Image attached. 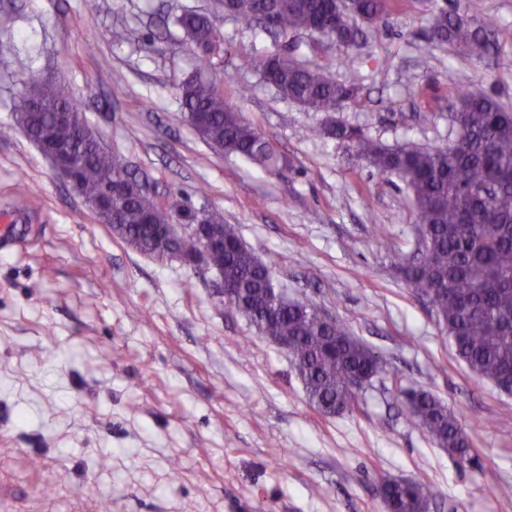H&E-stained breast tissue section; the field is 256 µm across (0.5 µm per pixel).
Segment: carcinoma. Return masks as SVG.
<instances>
[{
  "instance_id": "cac0c4a2",
  "label": "carcinoma",
  "mask_w": 512,
  "mask_h": 512,
  "mask_svg": "<svg viewBox=\"0 0 512 512\" xmlns=\"http://www.w3.org/2000/svg\"><path fill=\"white\" fill-rule=\"evenodd\" d=\"M391 0H358L357 12L336 11V0H266L273 30L286 36L306 32L317 16H334L337 44L358 43V15L372 17L370 32L379 30ZM234 18L258 21L257 0H228ZM186 43L203 64L216 55L215 30L202 13L177 18ZM496 19L480 27L458 11L434 15L428 38L448 42L461 52L485 56L499 35ZM242 66L272 83L283 97L315 112H336L359 97L354 84L337 83L281 49L247 55ZM184 116L212 148L247 159L268 171L279 170L280 154L253 123L245 120L224 95V87L197 72L177 85ZM457 136L444 146L420 148L411 143L388 147L358 128L335 120L324 134L352 147L381 174L397 176L412 197L416 223L428 227V243L404 267L407 281L426 296L439 325L457 338L456 355L470 371L512 394V109L488 93L468 92L452 105ZM18 123L35 144L65 149L75 163L78 190L98 220L115 214L118 234L143 255L161 260L168 252L192 257L197 238L178 224H209L223 244L206 264L224 278L233 296L224 304L243 315L258 336L285 345L310 404L321 414L352 412L358 394L353 377L369 383L384 371L378 356L341 323L321 318L307 302L272 295L271 269L249 249L237 229L216 211L166 205L98 140L81 132L89 125L75 98L51 81L35 77L19 97ZM495 185L487 200L472 190ZM410 417L441 448L469 455L470 439L456 414L427 392L409 399ZM388 512H424L431 495L421 480H386L381 486Z\"/></svg>"
}]
</instances>
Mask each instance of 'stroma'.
<instances>
[{"instance_id":"obj_1","label":"stroma","mask_w":512,"mask_h":512,"mask_svg":"<svg viewBox=\"0 0 512 512\" xmlns=\"http://www.w3.org/2000/svg\"><path fill=\"white\" fill-rule=\"evenodd\" d=\"M502 34L475 58L428 40L442 9ZM209 15L212 79L284 158L275 173L211 149L175 86L198 61L175 18ZM0 512H387L382 479H419L426 512H512V395L457 358L401 272L418 246L411 197L346 145L325 113L282 99L240 55L288 47L360 86L336 112L389 146L447 143L469 89L512 106V0H394L378 35L343 50L278 38L218 0H0ZM66 86L109 150L165 200L216 210L275 287L344 324L385 363L359 409L310 405L278 345L226 307L215 271L140 254L99 223L17 123L29 77ZM247 97H239L241 88ZM425 391L472 441L448 454L407 416Z\"/></svg>"}]
</instances>
